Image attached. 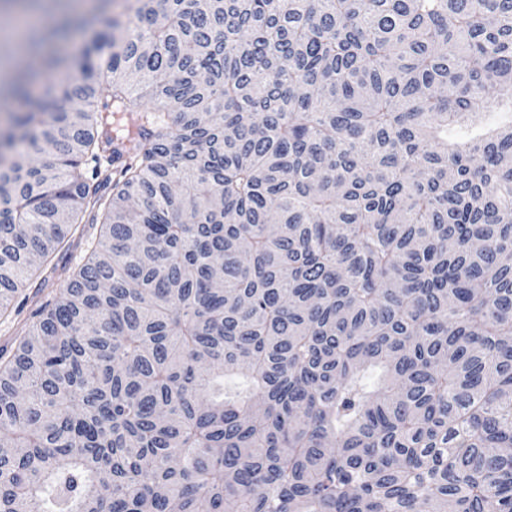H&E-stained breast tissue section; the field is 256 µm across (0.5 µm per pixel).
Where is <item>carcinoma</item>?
<instances>
[{"label": "carcinoma", "instance_id": "carcinoma-1", "mask_svg": "<svg viewBox=\"0 0 512 512\" xmlns=\"http://www.w3.org/2000/svg\"><path fill=\"white\" fill-rule=\"evenodd\" d=\"M111 2L4 97L0 512H512V0ZM82 235H76L73 244L67 254L60 258L59 263L73 268L81 264L89 253L92 244L99 235V224H81ZM37 281L32 282L24 293L17 299L16 304H20L19 314H13L8 319H0V350L1 348H11L12 342L16 336H14L18 323L30 318L32 314L41 305L47 301L52 300L56 293H59L60 288H64L65 284L62 280L57 281L52 288H45L43 291H37ZM26 294V301L22 304V299Z\"/></svg>", "mask_w": 512, "mask_h": 512}]
</instances>
